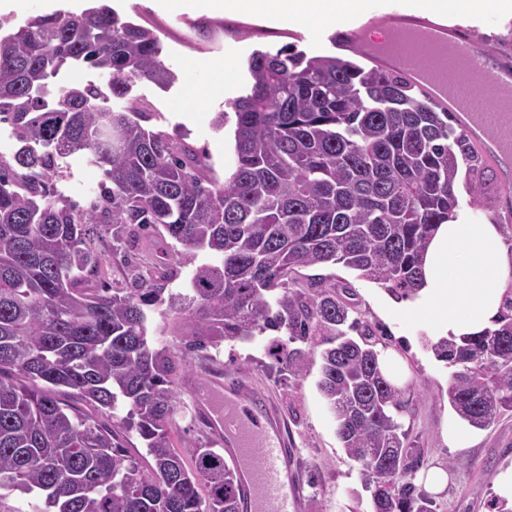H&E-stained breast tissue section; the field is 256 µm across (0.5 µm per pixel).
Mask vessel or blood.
<instances>
[{"label":"vessel or blood","mask_w":512,"mask_h":512,"mask_svg":"<svg viewBox=\"0 0 512 512\" xmlns=\"http://www.w3.org/2000/svg\"><path fill=\"white\" fill-rule=\"evenodd\" d=\"M436 25L396 34L385 51L396 52L405 74L426 73L458 112L492 136L497 150L512 149V71L494 65L489 52L457 36L440 45ZM198 418L223 436L240 477L243 512H297L301 490L288 475L292 453L271 397L249 380L228 386L213 379L192 393Z\"/></svg>","instance_id":"obj_1"}]
</instances>
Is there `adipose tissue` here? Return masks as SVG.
<instances>
[{
	"label": "adipose tissue",
	"mask_w": 512,
	"mask_h": 512,
	"mask_svg": "<svg viewBox=\"0 0 512 512\" xmlns=\"http://www.w3.org/2000/svg\"><path fill=\"white\" fill-rule=\"evenodd\" d=\"M162 14L210 17L259 16L282 26L299 24L318 35L329 25L348 21L368 12L369 0H151ZM512 17V0H404L406 12L440 9L448 17H478L488 6ZM246 60L237 47L223 57L197 60L193 70L202 80L187 91L192 106L203 107L242 77ZM424 284L408 306L422 310L433 336H469L491 327L502 296L512 285V254L508 253L498 225L472 224L465 207L454 210L447 223L439 225L427 247Z\"/></svg>",
	"instance_id": "adipose-tissue-1"
}]
</instances>
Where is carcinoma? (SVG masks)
<instances>
[{"label":"carcinoma","mask_w":512,"mask_h":512,"mask_svg":"<svg viewBox=\"0 0 512 512\" xmlns=\"http://www.w3.org/2000/svg\"><path fill=\"white\" fill-rule=\"evenodd\" d=\"M5 24L0 122L15 147L0 156V512H241L224 456L202 446L187 459L172 441L173 375L196 350L268 331L282 334L269 356L294 377L307 358L291 344L323 345L318 388L373 512H434L400 422L412 400L381 367L376 327L331 285L304 292L291 274L341 264L397 300L416 296L426 248L457 206L459 161L481 163L454 113L378 66L256 50L248 93L227 101L236 163L224 179L187 135L149 127L153 105L130 97L140 79L177 80L158 28L105 4ZM77 64L108 81L62 83ZM80 152L103 175L86 207L55 186ZM90 224L112 226L114 247L153 235L173 241L168 258L211 261L179 291L160 258L147 276L101 286ZM162 306L189 337L179 357L148 334L147 311ZM426 346L448 365V402L468 426L512 412V288L494 327ZM119 402L127 415L103 420ZM122 429L146 454L130 455Z\"/></svg>","instance_id":"1"}]
</instances>
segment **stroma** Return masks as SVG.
Returning a JSON list of instances; mask_svg holds the SVG:
<instances>
[{
	"label": "stroma",
	"mask_w": 512,
	"mask_h": 512,
	"mask_svg": "<svg viewBox=\"0 0 512 512\" xmlns=\"http://www.w3.org/2000/svg\"><path fill=\"white\" fill-rule=\"evenodd\" d=\"M107 3L121 16L159 28L163 56L178 74L177 82L168 91H160L153 83L142 80L134 86L133 95L155 105L162 113L158 129L187 133L189 142L206 150L223 175L229 174L234 165V126L226 124L220 132L213 129L219 100L209 101L201 112L190 113L178 106L195 78L188 68L190 59L222 57L233 41L271 53L291 44L311 56L332 52L343 58L351 55L350 49L315 42L304 30L278 27L256 16L224 18L226 34L209 45L190 29L194 20L191 15L158 13L149 0ZM453 28L499 57L512 58V20H504L495 11H482L474 24L458 20ZM70 163V173L58 188L73 201L86 204L97 191L102 172L77 157L71 158ZM475 182L480 185L476 191L471 188ZM455 190L470 202L471 223L499 225L507 248L512 250V203H506L504 198L502 170L494 164L482 171L460 165ZM89 239L91 246L106 259V280L118 282L125 281L131 266L142 265L155 246L154 239L142 237L113 249L111 235L100 225L91 227ZM294 280L296 287L305 290L321 281L347 287L351 305L365 320L379 327L383 345L399 355L404 387L415 397L412 412L403 416L402 423L421 450L419 470L424 473L439 467L448 472L446 487L433 497L436 512H490L489 501L499 497L501 483L512 476V415L497 419L485 429H470L462 446L447 444L444 428L459 422L448 403L449 371L426 347L431 331L420 316L394 304L392 296L380 285L340 265L302 268ZM268 341L265 335L227 341L221 347L199 353L190 367L180 369V408L171 430L175 446L187 456L199 445H219L208 425L194 414L188 382L200 383L210 375L226 372L244 375L271 395L284 421L294 450V475L303 492L300 512H369L370 494L362 486L359 466L341 447L336 437V419L317 389L321 346L304 344L309 368L305 376L297 379L278 374L266 353Z\"/></svg>",
	"instance_id": "1"
}]
</instances>
